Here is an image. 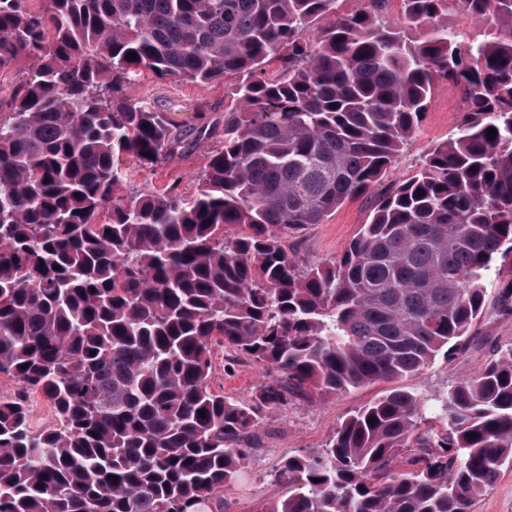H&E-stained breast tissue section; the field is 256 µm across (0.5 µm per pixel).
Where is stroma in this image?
I'll use <instances>...</instances> for the list:
<instances>
[{"label": "stroma", "instance_id": "stroma-1", "mask_svg": "<svg viewBox=\"0 0 512 512\" xmlns=\"http://www.w3.org/2000/svg\"><path fill=\"white\" fill-rule=\"evenodd\" d=\"M237 82V77L229 76L209 85L192 84L161 80L146 72L135 86L134 93L158 101L176 122L191 121L195 113L203 112L217 126L224 119V107L230 103ZM464 108L462 90L448 84L437 87L425 121L405 146L388 175L389 180L412 176L425 148L448 139L454 133ZM219 140L216 133L204 136L172 161L156 167L142 168L131 164L123 193L162 191L173 186L184 198H192L207 154L218 146ZM370 211L366 197L346 201L325 223L306 226L289 236L285 245L289 253L307 264L339 257L361 224L367 222ZM478 332L484 338L482 344L470 348L463 357L448 361L437 359L429 368L405 378V385L425 395L438 394L459 380L476 374L489 358L492 344L512 339V317L488 314ZM262 374V369L248 361L233 363L226 356L219 355L215 358L212 383L216 389L246 399ZM382 389V384L377 383L330 395L315 403L294 401L270 413L259 427L242 477L224 492L225 497L235 501V512H252L258 504L281 497L284 489L274 481L273 474L282 459L301 449L322 448L342 418L373 400Z\"/></svg>", "mask_w": 512, "mask_h": 512}]
</instances>
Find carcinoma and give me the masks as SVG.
<instances>
[{"label": "carcinoma", "instance_id": "carcinoma-1", "mask_svg": "<svg viewBox=\"0 0 512 512\" xmlns=\"http://www.w3.org/2000/svg\"><path fill=\"white\" fill-rule=\"evenodd\" d=\"M25 2L0 0V512H213L267 413L382 382L255 512H473L512 463V343L438 395L400 381L479 342L489 292L512 316L490 280L512 264V0H402L394 25L384 0ZM450 4L485 32L441 24ZM144 70L239 77L189 200L120 193L126 159L187 142L130 95ZM441 83L465 94L455 134L384 183ZM366 193L340 257L288 254ZM219 350L265 371L250 400L212 388Z\"/></svg>", "mask_w": 512, "mask_h": 512}]
</instances>
